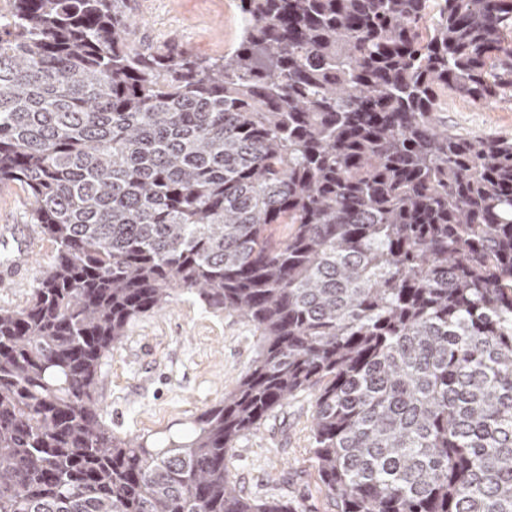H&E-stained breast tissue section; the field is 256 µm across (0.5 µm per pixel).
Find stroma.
Masks as SVG:
<instances>
[{
  "mask_svg": "<svg viewBox=\"0 0 512 512\" xmlns=\"http://www.w3.org/2000/svg\"><path fill=\"white\" fill-rule=\"evenodd\" d=\"M130 6L138 38L148 47L217 57L239 39L237 0H131ZM442 118L462 133L512 139V97L488 105L452 97ZM31 209L20 187H0V225H19L34 241L23 272L0 285L3 308L23 306L55 261L57 246L31 223ZM259 343L247 320L176 295L162 310L132 320L119 347L102 359V418L119 438H144L163 447L223 401L248 370ZM313 404V391L299 393L236 443L227 466L245 496L290 500L299 512H338L311 451Z\"/></svg>",
  "mask_w": 512,
  "mask_h": 512,
  "instance_id": "stroma-1",
  "label": "stroma"
}]
</instances>
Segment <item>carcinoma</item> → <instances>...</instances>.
<instances>
[{"instance_id": "carcinoma-1", "label": "carcinoma", "mask_w": 512, "mask_h": 512, "mask_svg": "<svg viewBox=\"0 0 512 512\" xmlns=\"http://www.w3.org/2000/svg\"><path fill=\"white\" fill-rule=\"evenodd\" d=\"M128 2L0 0V184L57 245L0 308V512H298L227 457L312 389L339 512H512V140L439 116L512 91V0H239L208 60ZM178 292L260 350L158 449L97 376Z\"/></svg>"}]
</instances>
